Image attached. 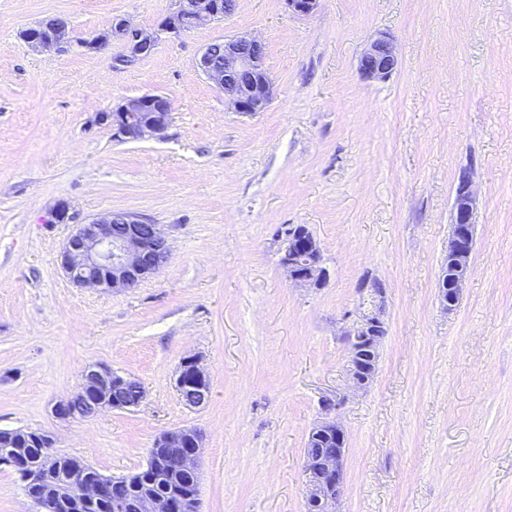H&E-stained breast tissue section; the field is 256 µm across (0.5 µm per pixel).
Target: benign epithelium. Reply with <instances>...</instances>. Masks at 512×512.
Listing matches in <instances>:
<instances>
[{
    "mask_svg": "<svg viewBox=\"0 0 512 512\" xmlns=\"http://www.w3.org/2000/svg\"><path fill=\"white\" fill-rule=\"evenodd\" d=\"M288 12L309 16L319 0H284ZM233 10L232 0H175V9L154 30L131 26L118 19L110 29L91 37L74 40L66 22L52 26H34L22 32L23 40L40 52H65L73 46L100 50L114 37H121L122 48L112 55V68L123 70L146 57L155 48L163 33H186L200 25L219 20ZM224 53L208 46L196 59V67L217 89L224 93L235 111L254 114L265 111L273 97V82L265 69L266 47L262 40L242 33L222 41ZM398 64L394 40L382 34L366 47L358 62L360 75L367 80H385ZM172 105L161 94H144L131 98L102 119L112 120L113 135L122 140L137 141L148 133L160 134L171 121ZM474 193L470 176L459 177L453 202V222L448 236V269L437 281V296L446 311L457 305L462 288L470 273L474 251ZM286 245L280 259L288 279L295 285L319 288L328 278L323 266L319 243L304 225H293L286 233ZM170 248L160 225L136 214L109 212L85 224H80L66 239L61 264L70 282L79 288L95 290L130 289L156 274L168 261ZM365 309L359 318L343 332L348 350V377L354 390L367 387L374 379L378 366V336L386 328V289L377 279H363L358 284ZM132 377L120 375L105 365L87 367L81 375L77 392L59 401L54 409L58 419L79 420L84 411H124L138 406L145 397L140 390L129 399L126 389ZM178 394L191 391L187 404L205 405L210 397V381L196 358L188 356L180 364L174 383ZM344 398L322 399L325 417L310 431L309 437H331L336 447L319 454L308 455L305 471L308 478L306 512H336L335 504L343 488V461L347 437L337 418L331 416ZM159 444L172 449L173 467L200 479L199 461L203 442L196 430L167 431L160 435ZM121 482L117 477L90 479L81 469L74 470L65 485L63 495L73 503H89L108 496L111 485ZM183 499L171 493H152L135 498L112 499L114 512H183Z\"/></svg>",
    "mask_w": 512,
    "mask_h": 512,
    "instance_id": "benign-epithelium-1",
    "label": "benign epithelium"
}]
</instances>
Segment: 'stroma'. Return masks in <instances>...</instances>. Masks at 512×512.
Wrapping results in <instances>:
<instances>
[{
    "label": "stroma",
    "instance_id": "stroma-1",
    "mask_svg": "<svg viewBox=\"0 0 512 512\" xmlns=\"http://www.w3.org/2000/svg\"><path fill=\"white\" fill-rule=\"evenodd\" d=\"M173 0H0V430L49 433L106 476L145 468L167 431L203 436L200 512H304L309 432L344 395L340 512H512V0H236L223 20L166 34L127 69L120 49L38 52L51 17L75 36L113 19L154 27ZM266 45V111L235 112L196 68L210 43ZM398 67L362 79L380 34ZM169 97L165 132L117 140L100 113ZM476 196L471 271L437 301L457 178ZM69 218L57 221L58 204ZM125 211L160 224L168 262L138 287H74L77 225ZM306 225L330 276L295 287L279 264ZM372 275L387 289L378 375L349 393L341 336ZM195 356L211 397L174 381ZM137 378L136 408L62 421L84 368Z\"/></svg>",
    "mask_w": 512,
    "mask_h": 512
}]
</instances>
